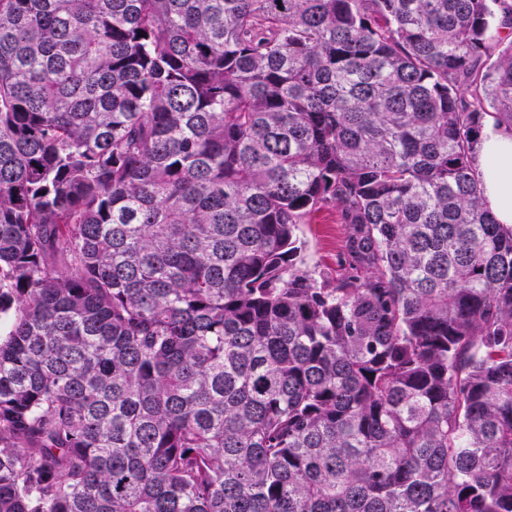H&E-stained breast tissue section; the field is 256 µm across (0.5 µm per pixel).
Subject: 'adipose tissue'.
Listing matches in <instances>:
<instances>
[{"instance_id": "ef3b65f1", "label": "adipose tissue", "mask_w": 512, "mask_h": 512, "mask_svg": "<svg viewBox=\"0 0 512 512\" xmlns=\"http://www.w3.org/2000/svg\"><path fill=\"white\" fill-rule=\"evenodd\" d=\"M475 166L496 222L512 225V133L487 131Z\"/></svg>"}]
</instances>
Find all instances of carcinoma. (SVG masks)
I'll list each match as a JSON object with an SVG mask.
<instances>
[{
  "label": "carcinoma",
  "instance_id": "cac0c4a2",
  "mask_svg": "<svg viewBox=\"0 0 512 512\" xmlns=\"http://www.w3.org/2000/svg\"><path fill=\"white\" fill-rule=\"evenodd\" d=\"M507 28L0 0V512H512ZM475 166L496 222L512 225V133L487 131ZM302 231L307 266L316 270L336 267V255L342 250L345 240L342 224H336V211L319 212L312 224L303 225Z\"/></svg>",
  "mask_w": 512,
  "mask_h": 512
}]
</instances>
